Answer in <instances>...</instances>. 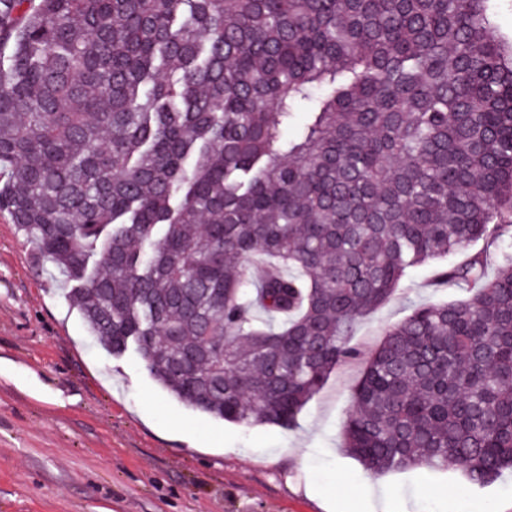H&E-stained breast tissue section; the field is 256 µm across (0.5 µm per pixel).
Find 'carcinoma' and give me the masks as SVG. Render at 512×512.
I'll use <instances>...</instances> for the list:
<instances>
[{
  "mask_svg": "<svg viewBox=\"0 0 512 512\" xmlns=\"http://www.w3.org/2000/svg\"><path fill=\"white\" fill-rule=\"evenodd\" d=\"M491 0H4L0 212L113 356L295 426L416 266L352 391L373 474L512 473V38ZM497 272L487 273L490 251Z\"/></svg>",
  "mask_w": 512,
  "mask_h": 512,
  "instance_id": "carcinoma-1",
  "label": "carcinoma"
}]
</instances>
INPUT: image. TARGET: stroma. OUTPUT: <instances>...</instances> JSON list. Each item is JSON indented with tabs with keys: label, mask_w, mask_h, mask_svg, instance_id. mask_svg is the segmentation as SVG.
<instances>
[{
	"label": "stroma",
	"mask_w": 512,
	"mask_h": 512,
	"mask_svg": "<svg viewBox=\"0 0 512 512\" xmlns=\"http://www.w3.org/2000/svg\"><path fill=\"white\" fill-rule=\"evenodd\" d=\"M440 267L410 269L360 318L357 359L337 367L294 428L243 427L172 397L135 353L95 347L62 279L0 213V512H328L360 507L368 480L400 512H444L449 493L512 512L511 473L483 488L454 468L374 476L342 449L352 390L384 331L416 305L458 299L437 284Z\"/></svg>",
	"instance_id": "35a3bbf8"
}]
</instances>
